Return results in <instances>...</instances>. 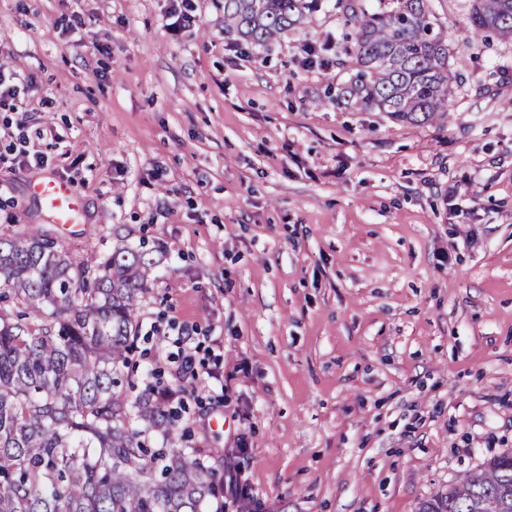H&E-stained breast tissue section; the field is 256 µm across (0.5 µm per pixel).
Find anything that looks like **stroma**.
<instances>
[{
  "label": "stroma",
  "instance_id": "stroma-1",
  "mask_svg": "<svg viewBox=\"0 0 512 512\" xmlns=\"http://www.w3.org/2000/svg\"><path fill=\"white\" fill-rule=\"evenodd\" d=\"M427 6L458 84L402 123L328 98L332 8L266 47L224 0H0V71L32 81L0 109V237L153 248L132 379L194 336L179 427L248 484L202 512H418L512 453V40ZM58 179L84 200L66 228L33 192Z\"/></svg>",
  "mask_w": 512,
  "mask_h": 512
}]
</instances>
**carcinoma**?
I'll list each match as a JSON object with an SVG mask.
<instances>
[{"instance_id": "cac0c4a2", "label": "carcinoma", "mask_w": 512, "mask_h": 512, "mask_svg": "<svg viewBox=\"0 0 512 512\" xmlns=\"http://www.w3.org/2000/svg\"><path fill=\"white\" fill-rule=\"evenodd\" d=\"M321 0H224V31L268 46ZM354 29L336 101L397 120L439 119L456 75L427 0H336ZM512 40V0H473L471 36ZM156 261L120 242L102 263L44 232L0 238V512H200L215 492L194 448L153 437L178 411L121 369L137 349V305ZM512 512V454L485 461L420 512Z\"/></svg>"}]
</instances>
